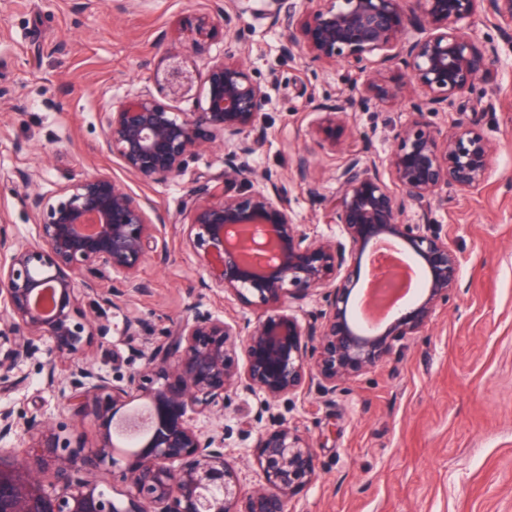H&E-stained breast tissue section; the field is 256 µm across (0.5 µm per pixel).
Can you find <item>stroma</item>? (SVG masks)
Returning a JSON list of instances; mask_svg holds the SVG:
<instances>
[{"mask_svg":"<svg viewBox=\"0 0 512 512\" xmlns=\"http://www.w3.org/2000/svg\"><path fill=\"white\" fill-rule=\"evenodd\" d=\"M206 0H0V220L21 239L37 226L25 201L22 170L38 172L37 188L52 194L85 174L124 182L166 222L140 267L148 292H130L119 308L82 302L98 323L89 348L96 368L116 377L139 369L142 350L165 339L183 316L212 314L229 321L255 319L248 302L204 288L207 273L183 238L180 199L196 174L222 175L224 148L206 144L187 172L167 183L142 181L121 161L101 153L104 114L115 100H133L150 88L163 106L196 109L198 94L176 98L155 78L165 63L160 32L192 41ZM250 38L242 53L252 74L268 82L264 147L258 169L285 178L296 223L317 236L337 235L323 205L296 178L299 153L310 151L322 196L336 193V173L347 144L319 145V107L357 96L364 81L339 62L310 65L283 58L281 36L259 12V0H242ZM482 0L472 26L476 44L493 43L498 58L466 94L474 111L438 112L440 128L469 122L492 142L487 179L478 189H442L429 212L409 207L410 224H436L461 263L460 278L430 325L398 343L374 368L353 377L336 395L301 396L279 414L310 436L316 480L299 490L288 512H512V37L488 21ZM278 81H271V74ZM407 100L356 104L350 128L368 136V154L386 157L406 122ZM166 254L159 262L158 254ZM148 328L130 336L127 320ZM48 342L15 369L0 374V410L37 413L57 425L82 424L87 445L97 441L93 422L82 421L46 385L63 375L50 362ZM234 409L198 418L202 430L223 428L226 453L246 485L260 478L254 454L260 425L248 424L262 395L238 391Z\"/></svg>","mask_w":512,"mask_h":512,"instance_id":"obj_1","label":"stroma"}]
</instances>
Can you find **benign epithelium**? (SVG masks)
<instances>
[{
  "instance_id": "7a95c632",
  "label": "benign epithelium",
  "mask_w": 512,
  "mask_h": 512,
  "mask_svg": "<svg viewBox=\"0 0 512 512\" xmlns=\"http://www.w3.org/2000/svg\"><path fill=\"white\" fill-rule=\"evenodd\" d=\"M480 0H264L263 15L280 31L281 54L307 63L346 61L364 74L362 99L389 103L411 92L408 120L380 162L350 152L336 175L328 217L340 235L312 237L295 223L288 188L257 170L250 158L267 140L259 122L267 85L256 79L232 47L187 65L199 43L159 46L168 66L163 81L181 96L200 84L205 105L173 112L150 91L118 100L105 113L101 151L118 157L142 181L166 183L184 174L205 142L221 139V184L196 181L180 201L188 246L207 267L215 288L254 305L255 320L228 322L213 315L186 316L166 341L144 354L141 369L111 378L96 370L88 348L97 331L82 309L111 272L123 279L102 298L118 306L128 291L144 292L139 278L160 213L149 214L127 187L103 174L84 175L48 196L27 198L38 227L36 239L20 240L0 224V371L27 358L35 342H51L50 354L67 363L47 385L78 413L97 422L100 438L85 446L78 427H55L43 416L13 417L0 411V512H288L293 494L317 476L314 444L286 420L274 422L256 443L261 480L242 483L226 457L225 433L204 432L197 416L222 411L242 388L265 397L248 423H260L281 401L313 391L333 395L351 377L386 358L396 343L424 329L447 302L460 262L429 223L407 224L410 206L426 209L443 187L471 191L486 180L493 145L471 125L447 130L430 125L427 112L465 111L459 99L471 91L497 55L479 47L471 25ZM492 24L512 27V0H491ZM224 31L244 45L250 30L235 0H208L197 20L201 36ZM402 79L391 82L381 66ZM347 130V106L325 111L320 133L331 145ZM297 175L308 194L321 197L308 155ZM222 194L219 202L211 197ZM381 240L398 242L426 276L416 297L398 305L378 328H361L352 295L360 285L361 260ZM318 296L324 307L301 321L293 304ZM149 403V431L125 456L117 502L103 486L117 465L113 432L137 428L131 404Z\"/></svg>"
}]
</instances>
